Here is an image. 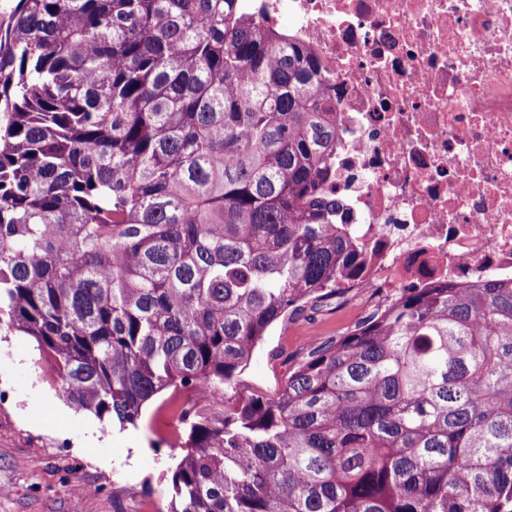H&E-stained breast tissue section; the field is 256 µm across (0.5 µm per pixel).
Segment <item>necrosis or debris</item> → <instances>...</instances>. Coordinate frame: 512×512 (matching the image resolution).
<instances>
[{
	"instance_id": "obj_1",
	"label": "necrosis or debris",
	"mask_w": 512,
	"mask_h": 512,
	"mask_svg": "<svg viewBox=\"0 0 512 512\" xmlns=\"http://www.w3.org/2000/svg\"><path fill=\"white\" fill-rule=\"evenodd\" d=\"M320 62L325 190L362 245L337 303L512 279V0H243Z\"/></svg>"
}]
</instances>
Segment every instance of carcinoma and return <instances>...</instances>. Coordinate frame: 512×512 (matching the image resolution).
Instances as JSON below:
<instances>
[{
  "label": "carcinoma",
  "mask_w": 512,
  "mask_h": 512,
  "mask_svg": "<svg viewBox=\"0 0 512 512\" xmlns=\"http://www.w3.org/2000/svg\"><path fill=\"white\" fill-rule=\"evenodd\" d=\"M318 62L239 0L0 6V330L102 427L181 388L169 512H512V283L404 288L236 394L359 249Z\"/></svg>",
  "instance_id": "1"
}]
</instances>
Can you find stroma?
Listing matches in <instances>:
<instances>
[{
    "label": "stroma",
    "instance_id": "stroma-1",
    "mask_svg": "<svg viewBox=\"0 0 512 512\" xmlns=\"http://www.w3.org/2000/svg\"><path fill=\"white\" fill-rule=\"evenodd\" d=\"M351 320L331 299L276 323L240 375L239 393L275 397L303 354L340 337ZM38 359L29 337L0 331V388L12 395L0 409V512H168L172 459L161 441L171 417L150 406L139 428H101L56 395Z\"/></svg>",
    "mask_w": 512,
    "mask_h": 512
}]
</instances>
